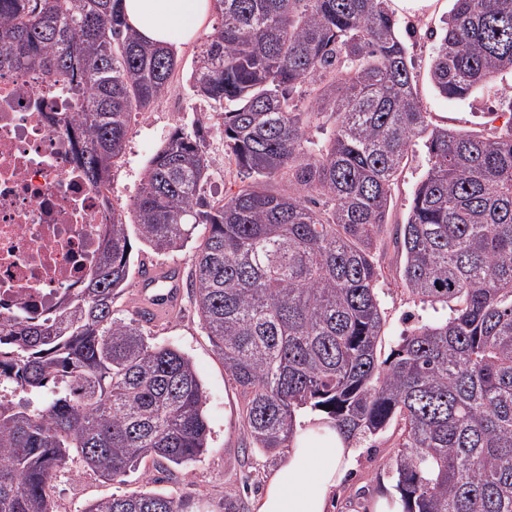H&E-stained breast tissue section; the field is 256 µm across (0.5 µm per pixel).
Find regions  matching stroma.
Listing matches in <instances>:
<instances>
[{
  "label": "stroma",
  "mask_w": 512,
  "mask_h": 512,
  "mask_svg": "<svg viewBox=\"0 0 512 512\" xmlns=\"http://www.w3.org/2000/svg\"><path fill=\"white\" fill-rule=\"evenodd\" d=\"M451 6V0H435L424 14L413 16L404 11L398 14L405 29L402 39L414 63L419 101L440 124L458 130L488 127L499 109L498 95L479 91L466 101L456 102L441 97L428 80L434 43L424 33L428 28L439 27ZM196 53L192 44L178 52L180 74L168 92L149 111L133 114L124 152L112 169L115 208L127 207L139 194L147 164L169 134L175 128L188 129L197 123L207 128L205 150L210 162V176L201 193L211 201L229 189L232 174L224 154V132L209 103L194 94L188 80ZM426 167V150L416 147L393 191V220L403 221L414 187ZM204 233V226H197L182 249L158 254L148 251L143 253L142 260L147 269L176 267L187 278ZM378 246L382 277L377 293L385 319L380 350L386 356L395 349L406 329L419 321L444 319L447 312L419 302L403 287L399 277L400 257L390 233L380 235ZM141 283V276H133L116 300L114 311L121 318L139 321L152 343L172 344L189 355L207 397L209 448L198 461L182 467L159 470L151 461H143L121 483L70 467L60 474L50 490L54 512H82L89 501L148 487L187 498L191 512H225L231 504L236 505L238 512H254L255 500L268 476L279 468L283 456L246 451L240 426V391L202 327L190 284L182 285L181 300L175 308L156 317L146 314L140 305ZM395 454V434L390 429L354 445L348 473L330 500V512H378L381 503L398 502L400 495L393 472Z\"/></svg>",
  "instance_id": "1"
}]
</instances>
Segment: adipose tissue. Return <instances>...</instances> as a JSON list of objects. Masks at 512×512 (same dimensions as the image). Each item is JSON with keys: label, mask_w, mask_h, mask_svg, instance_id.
Masks as SVG:
<instances>
[{"label": "adipose tissue", "mask_w": 512, "mask_h": 512, "mask_svg": "<svg viewBox=\"0 0 512 512\" xmlns=\"http://www.w3.org/2000/svg\"><path fill=\"white\" fill-rule=\"evenodd\" d=\"M129 25L151 43L179 51L191 44L213 12L212 0H123ZM351 450L323 416L308 418L280 468L268 480L254 512H327Z\"/></svg>", "instance_id": "obj_1"}]
</instances>
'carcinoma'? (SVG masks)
<instances>
[{"mask_svg": "<svg viewBox=\"0 0 512 512\" xmlns=\"http://www.w3.org/2000/svg\"><path fill=\"white\" fill-rule=\"evenodd\" d=\"M121 2L0 0V69L88 87L76 121L99 185L112 181L131 115L164 96L178 67L175 51L128 25ZM391 2L214 0L190 81L224 127L238 189L203 199L204 127L175 130L130 207L112 210L83 286L43 318L0 322V350L29 395L0 399V512H53L50 485L73 462L121 483L147 457L166 469L207 451L192 360L113 309L134 271L132 236L163 253L198 224L195 304L240 389L250 449L289 447L308 409L349 445L396 424L401 512H512V97L502 127L436 123ZM426 37L441 96L492 89L512 72V0H452ZM302 83L304 106L293 100ZM420 142L427 170L393 243L408 292L451 314L411 328L382 360L375 243ZM188 505L145 490L83 512Z\"/></svg>", "mask_w": 512, "mask_h": 512, "instance_id": "1", "label": "carcinoma"}]
</instances>
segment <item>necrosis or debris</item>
<instances>
[{
  "label": "necrosis or debris",
  "instance_id": "obj_1",
  "mask_svg": "<svg viewBox=\"0 0 512 512\" xmlns=\"http://www.w3.org/2000/svg\"><path fill=\"white\" fill-rule=\"evenodd\" d=\"M80 102L35 71H0V321L47 314L103 249L112 189L85 179Z\"/></svg>",
  "mask_w": 512,
  "mask_h": 512
}]
</instances>
